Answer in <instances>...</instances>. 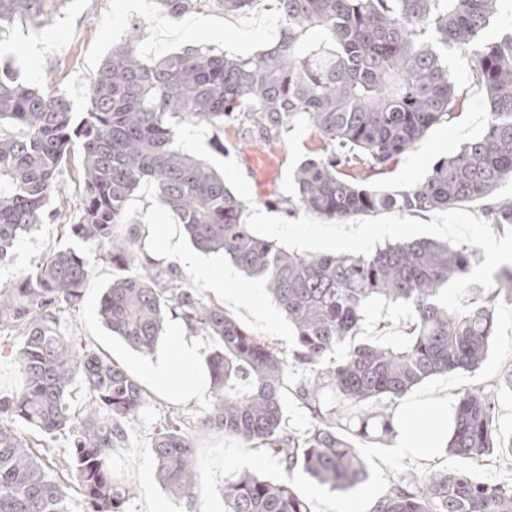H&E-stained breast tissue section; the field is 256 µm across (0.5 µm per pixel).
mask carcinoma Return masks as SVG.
Masks as SVG:
<instances>
[{
  "mask_svg": "<svg viewBox=\"0 0 512 512\" xmlns=\"http://www.w3.org/2000/svg\"><path fill=\"white\" fill-rule=\"evenodd\" d=\"M68 0H0V30L17 22L42 28ZM256 0H155L176 18L198 8L244 13ZM283 21L279 39L254 57L189 48L151 62L138 52L140 26L112 47L89 83L75 120L61 91L15 83L0 68V267L12 261L21 236L44 223L59 168L79 142L83 194L69 236L99 251L121 271L106 288L100 316L112 334L151 354L175 317L212 342L206 357L209 429L251 448L270 450L285 471L302 469L332 491L367 479L356 442L394 431L390 414H366L369 402H391L424 380L472 371L495 336L494 301L512 300V267L495 276L488 297L465 313L442 307L448 281L469 274L475 251L429 240L388 244L368 255L310 256L253 233L245 202L206 162L176 145L179 117L232 124L242 114L267 135L301 120L327 143L296 168V199L288 204L337 222L383 210H449L487 200L512 184V30L484 38L493 20L512 16V0H265ZM454 49L471 58L468 82L484 94V133L433 167L425 182L394 193L366 188L348 168L384 172L434 125L455 118L467 89L446 61ZM144 183L180 224L192 245L222 252L259 277L294 330V348L251 336L224 309L182 287L181 274L147 258L127 204ZM494 224H512V197L487 208ZM85 254L74 248L46 256L34 270L0 283V332H17L20 389L0 397V512H71L70 487L13 427L21 421L68 441L64 458L77 482L83 512H127L133 490L112 466L124 424L150 402L145 386L107 355L57 330L82 298ZM374 305L409 311L400 346L354 343ZM293 369L305 377L294 394L313 416L308 429H283L282 395ZM84 393L73 410V384ZM337 406L324 409V391ZM490 396L458 393L447 451L477 461L501 450ZM156 475L168 495H188L195 448L183 420L170 417L152 437ZM226 512H312L287 481L251 473L225 481ZM373 512H512V486L478 480L470 470L406 476Z\"/></svg>",
  "mask_w": 512,
  "mask_h": 512,
  "instance_id": "1",
  "label": "carcinoma"
}]
</instances>
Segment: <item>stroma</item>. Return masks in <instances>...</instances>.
<instances>
[{
    "label": "stroma",
    "instance_id": "35a3bbf8",
    "mask_svg": "<svg viewBox=\"0 0 512 512\" xmlns=\"http://www.w3.org/2000/svg\"><path fill=\"white\" fill-rule=\"evenodd\" d=\"M201 24L191 28L185 18L168 19L156 13L152 0H69L67 7L51 25L33 29L20 24L0 32V64L11 63L17 80L37 87L52 86L65 92L74 111H83L87 104V88L101 62L111 53L115 44L123 42L132 27H143L139 49L144 60L204 46L216 54L253 55L270 48L279 34L281 20L268 11L263 0L248 12L226 14L216 9H203L196 14ZM489 120V112L482 93L469 91L459 116L452 123L431 127L416 144L399 156L386 173L365 177L363 184L374 189L399 191L424 182L433 167L442 159L459 151L460 147L480 136ZM223 142L224 158L243 165L253 201L263 206L266 199L276 200L272 215L288 217L284 200L294 198L292 174L306 158L323 150L324 144L305 124L292 123L281 129L272 143H264L252 123L243 120L236 126L209 125L206 146ZM266 156L271 165L264 172H256L244 165L246 155ZM273 183L271 194H264L261 179ZM58 190L48 204L55 212L54 220L40 225L35 232L17 241L9 266L0 268V280L9 282L28 273L51 252L77 247L75 239L64 234V225L74 223L83 192V171L79 152H72L57 175ZM132 223L150 224L165 228L173 223L170 215L158 204L150 186H141L128 203ZM182 254L161 258L159 266L178 268L187 286L200 291L205 300L223 303L222 294L200 279L195 263L224 267L220 254H205L194 250L189 241H182ZM89 275L84 295L76 307L61 316L58 329L68 336L79 337L82 344L103 352L120 363L129 373H136L144 362L143 354L113 336L99 315L102 294L116 271L100 261L97 253H89ZM229 313L252 336L274 343L281 350H291L293 332L286 317H279L277 326H270L247 311L230 308ZM404 311H383L372 308L361 337L365 340L389 344L404 341L402 320ZM512 369V301L500 298L495 306V337L481 366L468 374L467 389L493 394L496 402L495 419L501 441L512 440V389L505 387L501 378ZM210 397L180 400L155 391L154 399L141 412L126 422V439L122 447L113 449L112 462L121 479L134 490L128 512H148L152 503L161 502L167 512H201L199 489L181 499L169 497L155 476V462L151 448L156 426L163 418L178 414L191 423L189 432L195 444H202L209 433L202 419L210 405ZM470 469L484 482L512 485V456L493 453L479 462H468L443 455L420 462V473L426 474L444 468Z\"/></svg>",
    "mask_w": 512,
    "mask_h": 512
}]
</instances>
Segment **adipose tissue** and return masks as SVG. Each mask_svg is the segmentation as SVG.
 Wrapping results in <instances>:
<instances>
[{
    "instance_id": "adipose-tissue-1",
    "label": "adipose tissue",
    "mask_w": 512,
    "mask_h": 512,
    "mask_svg": "<svg viewBox=\"0 0 512 512\" xmlns=\"http://www.w3.org/2000/svg\"><path fill=\"white\" fill-rule=\"evenodd\" d=\"M200 276L223 295L228 304L254 311L258 309V285L238 283L233 271L203 266ZM167 344L146 361L144 377L180 399L202 397L209 389L207 378L199 371L203 343L192 336L182 321L172 322L166 336Z\"/></svg>"
}]
</instances>
